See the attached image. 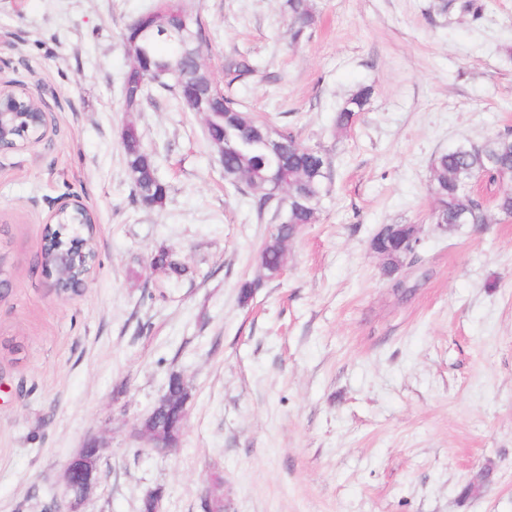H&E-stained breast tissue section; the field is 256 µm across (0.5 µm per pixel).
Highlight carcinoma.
<instances>
[{
	"instance_id": "1",
	"label": "carcinoma",
	"mask_w": 512,
	"mask_h": 512,
	"mask_svg": "<svg viewBox=\"0 0 512 512\" xmlns=\"http://www.w3.org/2000/svg\"><path fill=\"white\" fill-rule=\"evenodd\" d=\"M284 8L292 21V38L299 40L308 26L312 10L309 0H285ZM154 14L138 16L126 28L123 44L131 59L124 77L125 111L138 112L143 101L157 89L172 91L183 98L184 91L198 82L213 81L204 68L191 67L182 54L197 51L204 40V29L198 16L190 12L180 0H156ZM152 24L156 29L173 32V39L138 38L139 25ZM255 68L246 57L227 60L224 66L227 84L246 82ZM371 90L361 88L353 93L336 112V127L346 129L357 113L366 109ZM208 142L221 151L226 140H235V148L224 150L220 159L224 179L233 186L243 183L250 188L258 210L267 206L268 191L288 168V182L292 193L283 204L281 221L275 224L264 242L259 263L269 279L280 274L288 261L287 244L297 229L316 222L322 202L328 194L327 159L317 148L301 145L288 130L280 131L282 153L271 155L264 149V139L271 126L252 114L241 110L232 98L218 96L215 113L204 119ZM127 127L132 133L121 132V146L129 171L132 190L137 200H148L147 207L160 208L168 196V185L158 174L156 154L148 151L135 123ZM246 127L252 131L247 140H238L235 131ZM431 190L436 209L432 223L451 227L456 224H484L486 218L482 203L474 196L477 180L486 177L500 185L493 199L498 214L512 217V132L487 138L476 145L460 143L435 156L430 166ZM87 215L82 211L65 215L61 223L51 227L45 237L41 254L45 267L54 271L53 256L57 249L73 247L83 232ZM165 263L168 273L180 277L186 268L165 249L154 253L152 265Z\"/></svg>"
}]
</instances>
